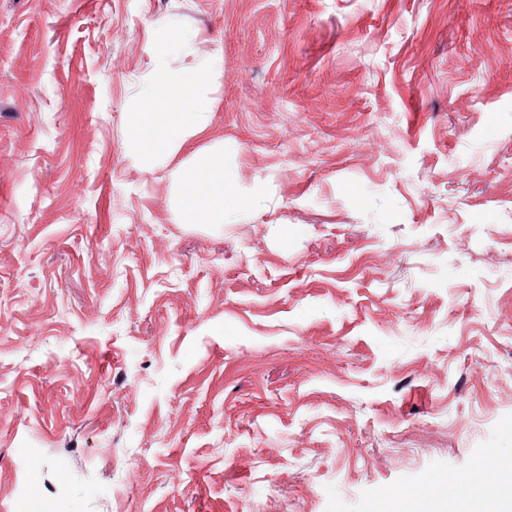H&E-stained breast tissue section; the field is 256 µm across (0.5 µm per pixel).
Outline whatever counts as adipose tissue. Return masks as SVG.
Instances as JSON below:
<instances>
[{"label":"adipose tissue","mask_w":512,"mask_h":512,"mask_svg":"<svg viewBox=\"0 0 512 512\" xmlns=\"http://www.w3.org/2000/svg\"><path fill=\"white\" fill-rule=\"evenodd\" d=\"M152 38L163 54L153 58V77L126 117L125 150L142 164L184 153V160L168 171L176 223H226L231 213L244 210L245 199L227 177L223 146L205 152L188 149L191 138L207 131L213 120L201 88L216 76L215 64L194 60L169 70L164 54L185 51L186 38L169 27L155 28Z\"/></svg>","instance_id":"adipose-tissue-1"}]
</instances>
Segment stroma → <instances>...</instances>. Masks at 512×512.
Segmentation results:
<instances>
[{"label": "stroma", "instance_id": "stroma-1", "mask_svg": "<svg viewBox=\"0 0 512 512\" xmlns=\"http://www.w3.org/2000/svg\"><path fill=\"white\" fill-rule=\"evenodd\" d=\"M169 25L250 200L124 149ZM512 478V0H0V512H414ZM174 189L178 224H225L231 213L245 209V199L229 181L223 145L190 152L168 170Z\"/></svg>", "mask_w": 512, "mask_h": 512}]
</instances>
